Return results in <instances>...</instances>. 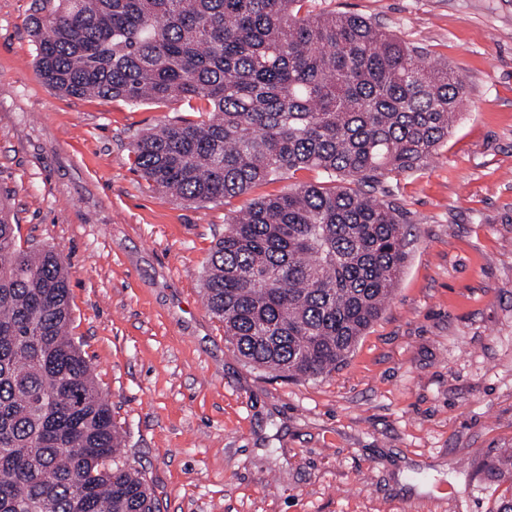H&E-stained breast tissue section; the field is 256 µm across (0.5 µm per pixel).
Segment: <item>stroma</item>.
<instances>
[{
  "label": "stroma",
  "mask_w": 512,
  "mask_h": 512,
  "mask_svg": "<svg viewBox=\"0 0 512 512\" xmlns=\"http://www.w3.org/2000/svg\"><path fill=\"white\" fill-rule=\"evenodd\" d=\"M0 0V201L21 248L69 267V331L125 430L118 465L160 512H494L512 480V0H307L356 14L462 75L447 144L387 171L377 198L411 224L381 318L331 375L288 379L233 352L204 266L244 201L149 188L131 144L197 119L75 98L34 70L26 18Z\"/></svg>",
  "instance_id": "stroma-1"
}]
</instances>
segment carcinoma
<instances>
[{"label":"carcinoma","instance_id":"carcinoma-1","mask_svg":"<svg viewBox=\"0 0 512 512\" xmlns=\"http://www.w3.org/2000/svg\"><path fill=\"white\" fill-rule=\"evenodd\" d=\"M304 2L42 0L28 21L52 90L207 114L133 142L159 192L216 203L301 169L336 183L248 202L205 269L226 341L288 378L332 373L381 316L409 218L364 187L448 143L466 96L460 75L380 25ZM71 316L64 259L19 247L0 209V512H156L143 478L111 464L124 432Z\"/></svg>","mask_w":512,"mask_h":512}]
</instances>
